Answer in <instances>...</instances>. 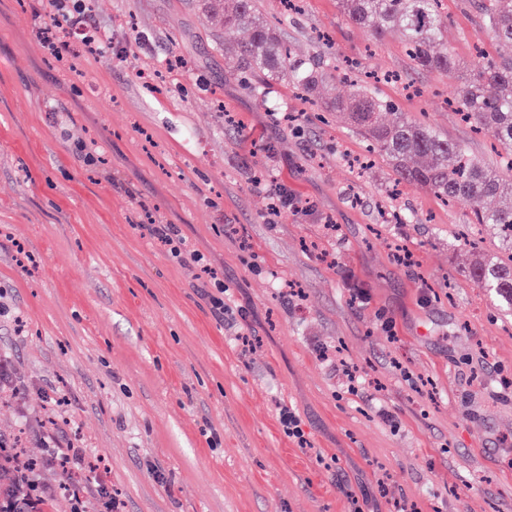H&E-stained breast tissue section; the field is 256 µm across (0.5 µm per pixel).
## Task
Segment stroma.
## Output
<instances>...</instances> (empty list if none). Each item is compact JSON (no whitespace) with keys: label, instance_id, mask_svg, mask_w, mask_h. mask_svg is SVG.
<instances>
[{"label":"stroma","instance_id":"stroma-1","mask_svg":"<svg viewBox=\"0 0 512 512\" xmlns=\"http://www.w3.org/2000/svg\"><path fill=\"white\" fill-rule=\"evenodd\" d=\"M108 55L44 51L39 0H0V442L45 440L106 468L123 512H512V315L468 276L470 210L391 191L343 114L276 81L259 97L200 0H88ZM296 59L336 56L393 108L500 172L512 158L457 114L456 80L412 71L339 0H261ZM448 51L497 46L472 0H442ZM278 114H270L269 102ZM261 176L307 213L277 209ZM413 214L388 224L384 207ZM172 224L203 264L174 259ZM229 288L217 318L202 267ZM364 289L369 302L355 301ZM245 307L239 318L237 307ZM394 320L384 331L379 312ZM259 343L242 352L238 332ZM360 380L348 387L343 368ZM289 408L307 438L280 421Z\"/></svg>","mask_w":512,"mask_h":512}]
</instances>
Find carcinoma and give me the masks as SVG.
Masks as SVG:
<instances>
[{"label":"carcinoma","instance_id":"cac0c4a2","mask_svg":"<svg viewBox=\"0 0 512 512\" xmlns=\"http://www.w3.org/2000/svg\"><path fill=\"white\" fill-rule=\"evenodd\" d=\"M257 0H202L201 8L226 29H243L248 39L224 47V55L247 78L248 88L265 97L273 81L288 82L309 96L314 95L325 73L315 66L302 67L282 42L278 29L259 13ZM439 0H340L349 23L369 30L379 38L391 29L402 31L416 70L439 69L461 77L453 102L475 129L491 130L503 150L512 156V0H474L479 15L499 46L479 69L460 75L462 63L442 43L444 21ZM336 81L345 92L325 102L329 111L342 112L352 127L368 141L389 170L394 184L417 185L444 203L464 204L472 209L474 224L489 225L497 234L501 253H479L469 267V276L479 287L512 308V209H497L487 202L506 193L512 195V177L471 158L448 137L430 125L408 119L387 123L382 112L388 106L368 89L351 80L347 72ZM29 470L14 465L0 453V487L26 491Z\"/></svg>","mask_w":512,"mask_h":512}]
</instances>
